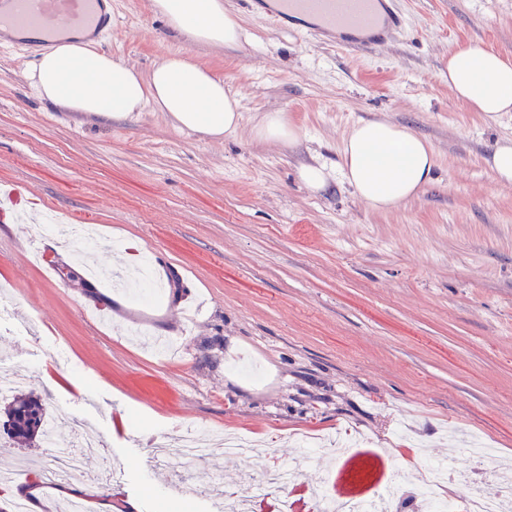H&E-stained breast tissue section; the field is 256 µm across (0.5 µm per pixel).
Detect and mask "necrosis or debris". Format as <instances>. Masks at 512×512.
<instances>
[{"instance_id":"4bbe7bcc","label":"necrosis or debris","mask_w":512,"mask_h":512,"mask_svg":"<svg viewBox=\"0 0 512 512\" xmlns=\"http://www.w3.org/2000/svg\"><path fill=\"white\" fill-rule=\"evenodd\" d=\"M70 438L67 447H60L56 435H49L47 446L54 456V465L44 475L52 485L83 470L86 456L104 452L101 436L88 429L77 418H69ZM151 447L160 449L162 456L188 463L206 456L211 448L209 439L185 432L158 434L151 438ZM470 467L461 470L453 460L425 465L410 480L394 475L386 479L371 495L362 499L338 503L329 487L317 489L312 500L313 512H401L406 493H413L417 512H512V465L495 460L490 449L474 445L467 450ZM299 470L294 466H279L268 470L263 478L253 474L244 477V491L225 496L223 512H253V499L266 490L278 493L279 512H288V500L297 487ZM473 482V491L463 504L443 495V488L459 478Z\"/></svg>"}]
</instances>
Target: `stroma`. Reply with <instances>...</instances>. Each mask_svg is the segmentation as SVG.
<instances>
[{"label": "stroma", "mask_w": 512, "mask_h": 512, "mask_svg": "<svg viewBox=\"0 0 512 512\" xmlns=\"http://www.w3.org/2000/svg\"><path fill=\"white\" fill-rule=\"evenodd\" d=\"M403 30L347 51L224 0L246 37L192 43L151 0H112V39L99 43L149 74L182 53L223 79L241 103L231 135L177 129L145 108L125 118L69 112L28 79L37 50L0 38V323L6 373L21 375L49 414L83 420L105 444L81 475L47 485L39 512L69 487L91 512H158L161 487L238 489L244 461L215 451L185 466L147 468L148 431H232L288 464L308 437L360 434L384 449L373 479L455 457L476 438L512 461V185L483 159L512 138V112L487 129L448 87V52L464 45L512 61V0H398ZM284 113L293 141L261 140L262 116ZM385 119L427 140L431 183L388 211L341 177L315 191L302 165L332 163L358 123ZM90 224L98 249L40 231L39 216ZM56 267L46 278L39 256ZM46 261V262H47ZM44 442L13 447L0 429V473L33 482ZM336 462L303 469L294 512Z\"/></svg>", "instance_id": "obj_1"}]
</instances>
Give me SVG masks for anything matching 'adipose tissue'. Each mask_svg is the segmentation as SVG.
I'll return each mask as SVG.
<instances>
[{
    "instance_id": "1",
    "label": "adipose tissue",
    "mask_w": 512,
    "mask_h": 512,
    "mask_svg": "<svg viewBox=\"0 0 512 512\" xmlns=\"http://www.w3.org/2000/svg\"><path fill=\"white\" fill-rule=\"evenodd\" d=\"M152 9L193 42L238 45L244 35L224 0H153ZM38 98L71 112L126 117L153 107L181 130L220 137L234 132L239 101L204 67L181 55L157 63L149 75L96 48L89 38L42 51L29 71ZM448 86L479 112L487 128L512 112V63L473 46L448 55ZM339 168L355 194L377 210L390 209L430 183L432 146L387 120L357 124L342 142Z\"/></svg>"
}]
</instances>
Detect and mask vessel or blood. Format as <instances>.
<instances>
[{
  "label": "vessel or blood",
  "mask_w": 512,
  "mask_h": 512,
  "mask_svg": "<svg viewBox=\"0 0 512 512\" xmlns=\"http://www.w3.org/2000/svg\"><path fill=\"white\" fill-rule=\"evenodd\" d=\"M0 22L17 31L52 34L59 29H85L110 34L112 16L102 0H6ZM288 16L315 18V31L341 48L364 49L390 38L402 25L392 0H276L270 22Z\"/></svg>",
  "instance_id": "vessel-or-blood-1"
}]
</instances>
